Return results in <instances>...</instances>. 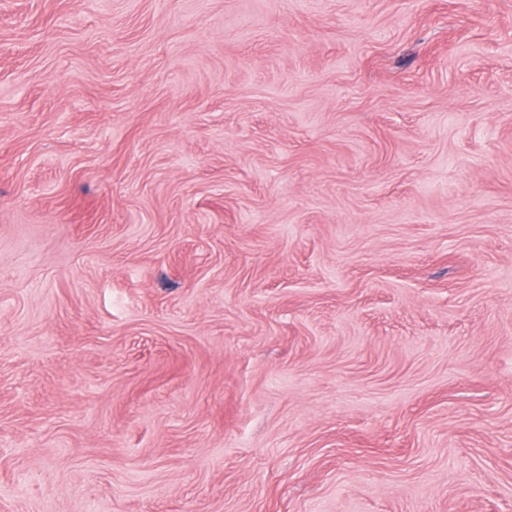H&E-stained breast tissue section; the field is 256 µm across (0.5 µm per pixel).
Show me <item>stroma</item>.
<instances>
[{
    "label": "stroma",
    "instance_id": "1",
    "mask_svg": "<svg viewBox=\"0 0 512 512\" xmlns=\"http://www.w3.org/2000/svg\"><path fill=\"white\" fill-rule=\"evenodd\" d=\"M0 512H512V0H0Z\"/></svg>",
    "mask_w": 512,
    "mask_h": 512
}]
</instances>
